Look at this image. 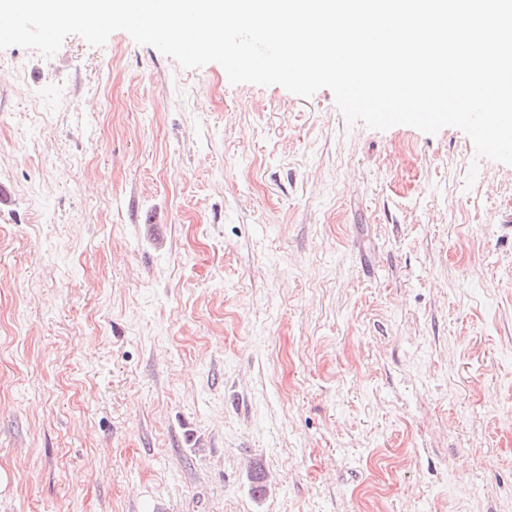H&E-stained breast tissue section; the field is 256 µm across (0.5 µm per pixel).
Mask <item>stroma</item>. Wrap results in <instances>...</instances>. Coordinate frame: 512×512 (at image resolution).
<instances>
[{"label":"stroma","mask_w":512,"mask_h":512,"mask_svg":"<svg viewBox=\"0 0 512 512\" xmlns=\"http://www.w3.org/2000/svg\"><path fill=\"white\" fill-rule=\"evenodd\" d=\"M0 512H512V165L123 31L0 50Z\"/></svg>","instance_id":"1"}]
</instances>
